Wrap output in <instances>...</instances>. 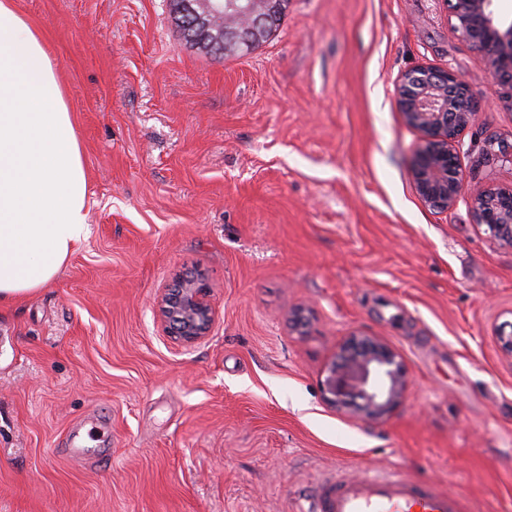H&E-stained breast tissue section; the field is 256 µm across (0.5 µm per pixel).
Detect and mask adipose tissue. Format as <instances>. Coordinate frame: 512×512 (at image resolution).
<instances>
[{
  "label": "adipose tissue",
  "instance_id": "1",
  "mask_svg": "<svg viewBox=\"0 0 512 512\" xmlns=\"http://www.w3.org/2000/svg\"><path fill=\"white\" fill-rule=\"evenodd\" d=\"M87 191L58 66L0 0V306L54 281L86 236Z\"/></svg>",
  "mask_w": 512,
  "mask_h": 512
}]
</instances>
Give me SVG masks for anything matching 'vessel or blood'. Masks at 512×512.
Wrapping results in <instances>:
<instances>
[{
	"mask_svg": "<svg viewBox=\"0 0 512 512\" xmlns=\"http://www.w3.org/2000/svg\"><path fill=\"white\" fill-rule=\"evenodd\" d=\"M307 512H471L463 496L400 472H337L310 498Z\"/></svg>",
	"mask_w": 512,
	"mask_h": 512,
	"instance_id": "1",
	"label": "vessel or blood"
}]
</instances>
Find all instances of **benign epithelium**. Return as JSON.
Masks as SVG:
<instances>
[{"mask_svg": "<svg viewBox=\"0 0 512 512\" xmlns=\"http://www.w3.org/2000/svg\"><path fill=\"white\" fill-rule=\"evenodd\" d=\"M244 14H229L224 0L186 3L182 25L190 29L207 21L221 25L217 48L224 40L248 41L270 17L269 0H245ZM459 39L482 53L501 101L512 105V20L496 10L495 0H444ZM394 100L407 126L419 134L409 177L419 198L439 212L470 203L475 222L491 236L512 244V186L470 187L460 165V134L481 108L470 88L451 69L414 68L394 82ZM485 156L512 166V143L490 136ZM207 284L196 273L177 281L161 297L159 310L168 336L193 344L211 330L213 316L206 300ZM324 401L356 420L378 422L401 406L408 387L399 354L382 338L352 334L339 344L320 382Z\"/></svg>", "mask_w": 512, "mask_h": 512, "instance_id": "1", "label": "benign epithelium"}]
</instances>
